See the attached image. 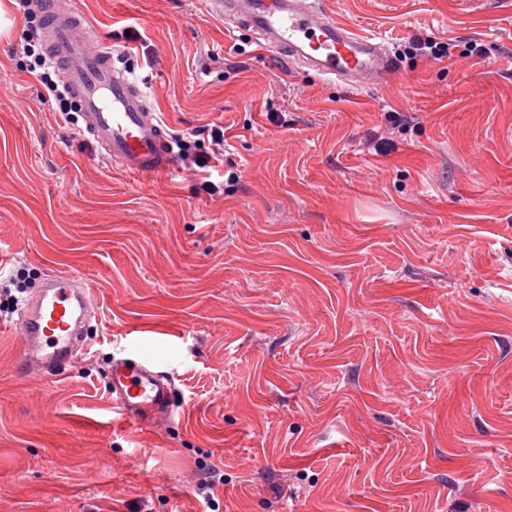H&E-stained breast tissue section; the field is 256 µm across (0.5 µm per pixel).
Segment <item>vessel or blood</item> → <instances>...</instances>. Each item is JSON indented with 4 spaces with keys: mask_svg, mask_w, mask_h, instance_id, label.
Returning <instances> with one entry per match:
<instances>
[{
    "mask_svg": "<svg viewBox=\"0 0 512 512\" xmlns=\"http://www.w3.org/2000/svg\"><path fill=\"white\" fill-rule=\"evenodd\" d=\"M215 18L236 17L267 46L347 86L385 80L395 57L379 34H360L326 13L321 0H206ZM42 38L51 62L81 119L79 131L101 156L123 172L140 176L179 169L173 141L149 109L140 83L116 66L107 45L73 0H38ZM90 283L69 272L49 275L26 302L19 320L24 368L53 376L70 367L85 347L84 326L95 316ZM112 401L128 418L174 412L170 378L133 354L113 360Z\"/></svg>",
    "mask_w": 512,
    "mask_h": 512,
    "instance_id": "1",
    "label": "vessel or blood"
}]
</instances>
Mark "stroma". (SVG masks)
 I'll list each match as a JSON object with an SVG mask.
<instances>
[{
	"label": "stroma",
	"mask_w": 512,
	"mask_h": 512,
	"mask_svg": "<svg viewBox=\"0 0 512 512\" xmlns=\"http://www.w3.org/2000/svg\"><path fill=\"white\" fill-rule=\"evenodd\" d=\"M77 2L224 161L113 168L22 70L25 20L0 37V272H80L99 313L53 377L0 317V512H211L208 467L218 512H512V0H324L393 48L483 46L355 88L202 0ZM136 350L172 419L113 405ZM460 49L459 56L477 57L483 56L481 45H477L476 41H470L463 46L451 42H437L430 39L413 38L407 45H404L402 54L406 57L411 56H427L435 60L454 57L455 50Z\"/></svg>",
	"instance_id": "35a3bbf8"
}]
</instances>
